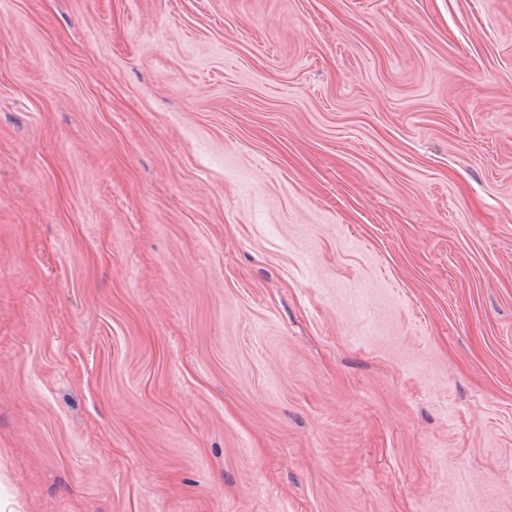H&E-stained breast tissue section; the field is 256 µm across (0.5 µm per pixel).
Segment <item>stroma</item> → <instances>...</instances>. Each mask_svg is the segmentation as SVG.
I'll return each instance as SVG.
<instances>
[{"label":"stroma","instance_id":"1","mask_svg":"<svg viewBox=\"0 0 512 512\" xmlns=\"http://www.w3.org/2000/svg\"><path fill=\"white\" fill-rule=\"evenodd\" d=\"M0 512H512V0H0Z\"/></svg>","mask_w":512,"mask_h":512}]
</instances>
